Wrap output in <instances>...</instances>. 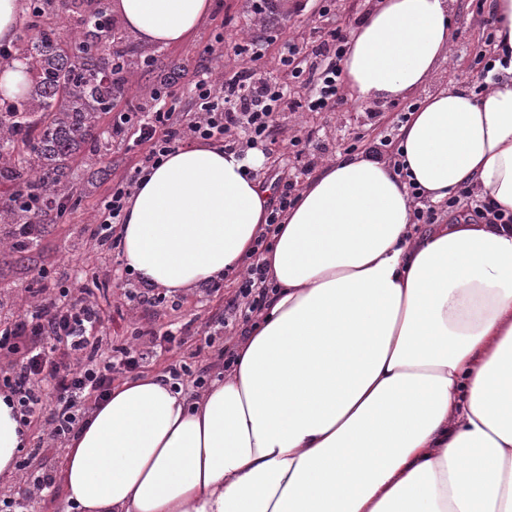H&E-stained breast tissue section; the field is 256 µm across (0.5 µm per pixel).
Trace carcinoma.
I'll return each instance as SVG.
<instances>
[{
	"label": "carcinoma",
	"instance_id": "obj_1",
	"mask_svg": "<svg viewBox=\"0 0 512 512\" xmlns=\"http://www.w3.org/2000/svg\"><path fill=\"white\" fill-rule=\"evenodd\" d=\"M107 11L103 0H26V29L34 35L0 44V65L22 58L32 78L30 94L0 96V186L18 200L68 199L73 163H101V114L132 69L126 52L115 48ZM61 12L79 35L69 49L62 47L59 26L49 20ZM99 40L109 44L107 55L84 51ZM31 223L15 204L0 208V224L12 225L18 253L36 244L24 228Z\"/></svg>",
	"mask_w": 512,
	"mask_h": 512
}]
</instances>
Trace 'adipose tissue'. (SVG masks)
Instances as JSON below:
<instances>
[{"label":"adipose tissue","instance_id":"1","mask_svg":"<svg viewBox=\"0 0 512 512\" xmlns=\"http://www.w3.org/2000/svg\"><path fill=\"white\" fill-rule=\"evenodd\" d=\"M455 0H378L342 62L350 101L403 99L448 56ZM210 0H113L149 45L192 35ZM402 172L340 155L310 178L260 262L271 298L199 393L113 384L68 440L67 512H512V226L416 233L412 189L467 185L512 213V64L476 96L425 97ZM260 151L180 147L142 175L127 267L183 294L240 271L270 213ZM29 438L0 391V476Z\"/></svg>","mask_w":512,"mask_h":512}]
</instances>
